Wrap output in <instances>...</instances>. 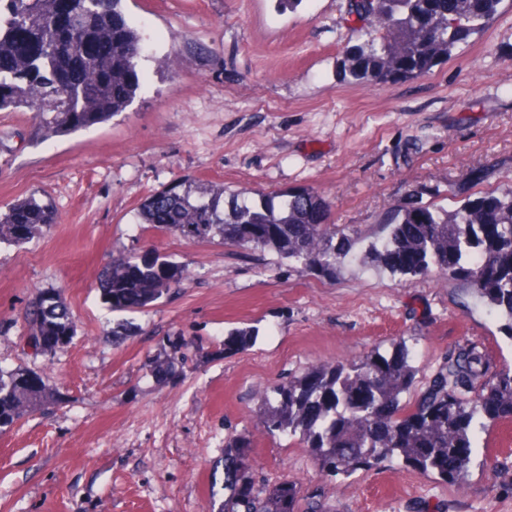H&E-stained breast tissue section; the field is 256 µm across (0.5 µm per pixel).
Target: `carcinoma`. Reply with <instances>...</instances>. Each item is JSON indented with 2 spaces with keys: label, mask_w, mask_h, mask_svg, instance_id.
Listing matches in <instances>:
<instances>
[{
  "label": "carcinoma",
  "mask_w": 512,
  "mask_h": 512,
  "mask_svg": "<svg viewBox=\"0 0 512 512\" xmlns=\"http://www.w3.org/2000/svg\"><path fill=\"white\" fill-rule=\"evenodd\" d=\"M125 0H0V112H37L41 129L64 136L95 127L134 100L147 57L144 38L128 21ZM502 0H354L350 14L359 44L338 62L343 78L376 85L428 73L459 45L482 32ZM224 189L194 192L175 182L144 201L140 223L186 241L220 237L239 249L272 250L287 264L334 275L354 244L329 223V203L315 191H288L279 200L245 198L224 207ZM58 223L49 202L34 197L0 207V244L20 247ZM383 235L361 262L392 275L430 274L464 280L512 340V186L499 194L464 198L448 210L420 200L382 221ZM498 265L486 277L484 263ZM182 277L161 255H118L100 273L101 297L114 312L144 311ZM30 335L68 345L75 329L53 292L35 296L27 313ZM249 327L224 337V349H244ZM411 351L398 342L353 360L307 369L258 392L262 426L298 437L318 470L330 477L398 463L435 473L462 487L468 464L490 423L512 418V368L493 374L474 347L464 348L427 381L414 402L402 403L415 378ZM55 400L25 367L0 368V429ZM246 434L224 444V502L218 512H336L319 495H304L284 479L259 486Z\"/></svg>",
  "instance_id": "carcinoma-1"
}]
</instances>
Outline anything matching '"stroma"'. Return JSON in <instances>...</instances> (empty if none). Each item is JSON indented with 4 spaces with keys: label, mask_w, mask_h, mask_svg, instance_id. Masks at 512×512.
Instances as JSON below:
<instances>
[{
    "label": "stroma",
    "mask_w": 512,
    "mask_h": 512,
    "mask_svg": "<svg viewBox=\"0 0 512 512\" xmlns=\"http://www.w3.org/2000/svg\"><path fill=\"white\" fill-rule=\"evenodd\" d=\"M349 0H127L149 44L145 80L121 114L44 137L32 112H0V207L51 201L57 224L0 245V367L24 366L59 397L0 433V512H208L224 497V441L249 435L260 483L288 478L337 512H512V420L480 436L464 487L412 468L322 475L297 439L261 425L257 391L308 367L406 341L418 393L465 346L491 369L512 340L455 278L403 277L357 255L414 198L451 209L473 167L479 192L512 187V0L447 62L416 79L338 72L357 43ZM225 198L313 190L355 236L336 276L282 271L272 251L183 240L137 223L171 182ZM185 270L148 312L115 313L98 273L151 253ZM57 289L75 324L49 355L27 345L30 300ZM251 327L244 350L224 336ZM173 362L156 379L154 361Z\"/></svg>",
    "instance_id": "1"
}]
</instances>
